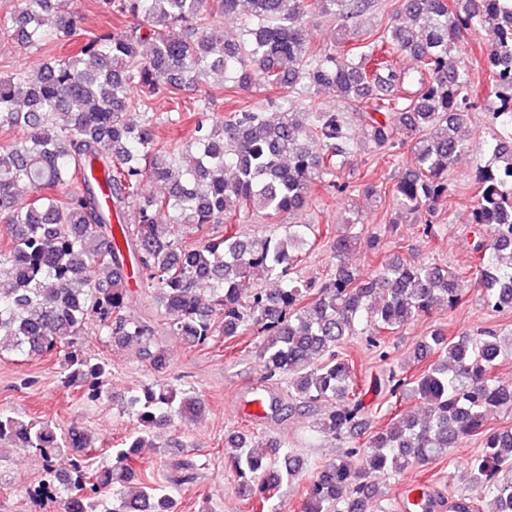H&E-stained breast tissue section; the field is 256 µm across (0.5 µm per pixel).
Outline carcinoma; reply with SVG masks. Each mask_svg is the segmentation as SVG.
<instances>
[{"mask_svg":"<svg viewBox=\"0 0 512 512\" xmlns=\"http://www.w3.org/2000/svg\"><path fill=\"white\" fill-rule=\"evenodd\" d=\"M0 8V37L24 49L71 42L82 16L65 0H18ZM116 19L136 22L92 35L71 55L0 77V130L15 133L0 147V222L12 234L0 242L8 282L0 288V338L22 358L59 357L68 387L91 402L101 398L107 361L77 352L78 338L94 334L148 352L152 369L170 368L166 351H149L153 322L125 312L135 280L153 294L168 332L188 348L247 332L262 337L260 379L284 384L289 408L310 411L328 403L314 422L345 451L320 467L310 482L304 512H368L383 498L380 479L448 455L470 437L482 448L466 463L469 483L488 493L484 505L451 512H512V428H490L489 414L512 410V384L493 369L512 350V336L491 331L449 336L437 328L418 342L413 361L429 364L406 376L392 370L388 394L417 401L425 413H399L359 442L367 425L354 361L340 352L366 327L365 340L382 350L380 334L396 332L442 305L466 297L465 276L434 261L399 256L361 277L347 257L361 246L379 249L350 221L332 239L335 263L321 283L297 276L313 246L314 225L295 222L253 238L219 224L298 215L315 193L347 191L338 183L360 143L354 127L387 155L414 143L415 166L391 189L369 179L356 185L365 197L389 194L397 213H423V234L448 196V167L468 149L461 127L473 105L468 71L452 56L463 33L493 36L484 68L495 90L492 118L502 128L492 161L477 170L467 223L490 234L474 246L475 279L483 305L512 311V0H401L383 29H362L374 0H99ZM246 16L238 37L215 28L219 15ZM311 16L339 22L333 44L320 48L307 35ZM408 55V71L392 56ZM219 75L231 92L254 93L249 104L213 112L196 100L193 131L161 145L154 128V98ZM416 90L404 97L402 89ZM332 88L338 106L314 92ZM278 92V101L264 96ZM142 113V121L130 113ZM149 181L164 191L146 192ZM33 193L26 199L20 190ZM191 226L198 239L175 236ZM261 274L277 288H244ZM141 432L112 450V465L96 467L83 455L87 433H58L44 421L0 412V440L34 448L45 463L38 493L60 498L63 512H176V497L195 481L197 465L179 464L163 489L133 467L154 430L201 412L191 392L144 385L127 399ZM225 460L237 493L264 510L283 477L298 473L297 459L252 428L231 433ZM71 456L70 474L55 469Z\"/></svg>","mask_w":512,"mask_h":512,"instance_id":"obj_1","label":"carcinoma"}]
</instances>
